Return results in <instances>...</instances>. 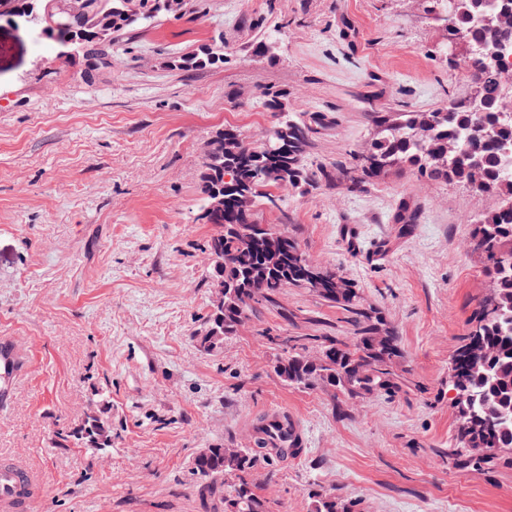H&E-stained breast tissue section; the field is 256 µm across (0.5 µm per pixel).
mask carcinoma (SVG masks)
<instances>
[{
	"instance_id": "1",
	"label": "carcinoma",
	"mask_w": 512,
	"mask_h": 512,
	"mask_svg": "<svg viewBox=\"0 0 512 512\" xmlns=\"http://www.w3.org/2000/svg\"><path fill=\"white\" fill-rule=\"evenodd\" d=\"M512 14V0H497L489 9L487 0H449L447 30H462L467 50L454 65L464 68L469 94L431 112H375L374 132L366 155L361 158V177L351 181L354 189L379 180L393 170H406L427 181L460 184L476 193L493 195L499 205L474 220V249L485 263L490 294L476 309L473 326L459 347L452 369L460 385L454 401L458 422L457 438L448 454L455 465L467 470L488 471L512 463V178L505 176L499 162V147L512 142V114L501 111L505 87L499 77V48L512 41V28L495 24L499 14ZM165 0H138V12L129 13L122 0H97L90 23L73 32L72 43L102 45V56L114 53L116 42L100 43L99 34L108 30L123 34L152 24L161 15H172ZM223 59V53L204 46L182 59L186 68H205ZM321 117L309 120L284 119L265 135L259 146L250 145L241 131L224 127L211 141L227 137L240 141L241 157L230 161L224 151L211 147L200 175L202 204L197 220L216 224L206 247L213 255L211 287L224 289V309L211 310L198 334L200 346L211 351L235 336L263 306H274L281 291L293 286L307 288L324 301L344 307L355 317L356 336L344 340L322 336L320 356L306 353L303 336H266L284 345V353L273 367L285 385L325 390L337 407L347 400L398 393L402 358L396 332L385 326L374 310L363 307V299L351 283L329 269L312 281L305 277L309 259L299 241L283 225L264 224L259 208H275L280 198L271 189L327 182L326 171L313 174L306 164L314 127ZM459 151L448 152V144ZM224 196V211L208 209L213 195ZM246 195L251 206L235 204ZM419 207L404 200L398 204L393 223L405 236L418 222ZM280 237L284 259L269 264L262 249L265 236ZM110 408L92 411L76 429L56 432L57 444L69 440L99 451L112 447ZM491 423L488 433L468 428L470 414ZM483 448V459L469 458L471 449ZM261 461H269L262 449L248 446L234 459L224 458L223 446L213 445L209 453L192 458V472L204 479L210 470L224 469V512H269L266 499L257 494L250 476ZM355 504L334 493L313 495L312 512H354Z\"/></svg>"
}]
</instances>
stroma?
<instances>
[{"mask_svg":"<svg viewBox=\"0 0 512 512\" xmlns=\"http://www.w3.org/2000/svg\"><path fill=\"white\" fill-rule=\"evenodd\" d=\"M428 0H199L128 34L95 81L81 49L0 18V336L32 358L0 402V459L41 475L37 512H224L192 458L245 446L267 412L294 414L300 457L252 472L270 512H311L333 492L357 512H512V466L461 470L448 455L457 419L448 380L489 285L472 250L474 219L497 204L466 188L394 171L350 189L375 112H425L467 96L448 64V33ZM209 44L213 66L175 62ZM286 93L287 113L260 93ZM324 118L306 163L331 183L280 191L281 211L313 261L359 289L400 338L408 384L335 407L286 386L262 334L353 336V316L285 288L221 348L197 334L212 308L197 220L198 179L217 129L249 142L284 117ZM421 207L409 236L401 199ZM111 448L61 447L100 399Z\"/></svg>","mask_w":512,"mask_h":512,"instance_id":"1","label":"stroma"}]
</instances>
